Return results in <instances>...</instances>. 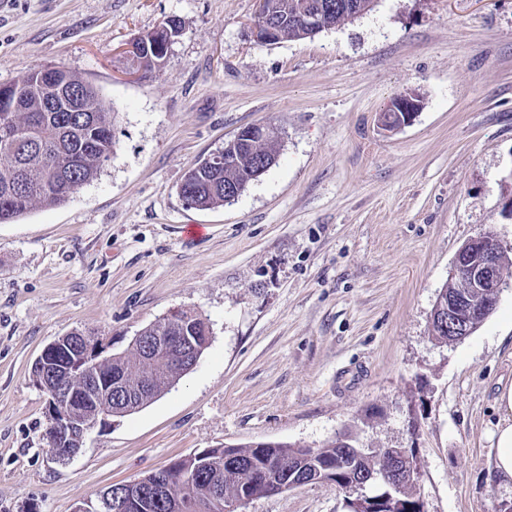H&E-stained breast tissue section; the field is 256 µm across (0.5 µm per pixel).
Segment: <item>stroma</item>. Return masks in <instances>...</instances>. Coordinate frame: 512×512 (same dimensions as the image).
<instances>
[{"label": "stroma", "mask_w": 512, "mask_h": 512, "mask_svg": "<svg viewBox=\"0 0 512 512\" xmlns=\"http://www.w3.org/2000/svg\"><path fill=\"white\" fill-rule=\"evenodd\" d=\"M254 10L0 0V83L36 65L69 70L100 90L114 141L68 202L0 224V512H74L178 456L317 448L346 430L371 448H412L425 512L512 505L486 436L512 383V275L474 335L447 346L431 335L465 241L493 233L512 259V0H377L272 45L255 41ZM170 17L182 31L163 68L137 72L122 47ZM406 92L420 111L383 130ZM252 124L279 130L276 165L233 203L187 207L188 170ZM187 224L205 236L185 238ZM177 310L209 324L196 366L55 461L48 395L30 375L43 349L81 330L124 353ZM240 512L345 508L315 483Z\"/></svg>", "instance_id": "35a3bbf8"}]
</instances>
